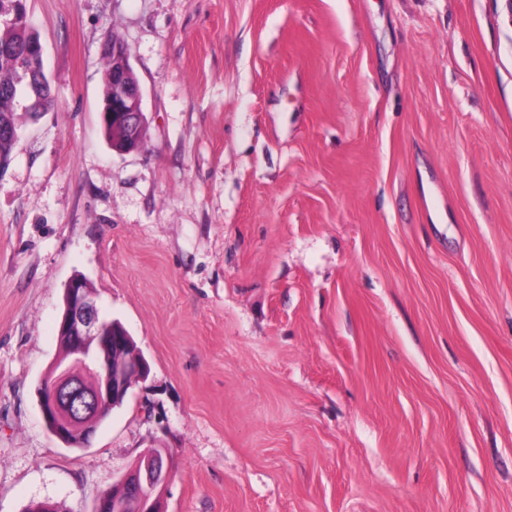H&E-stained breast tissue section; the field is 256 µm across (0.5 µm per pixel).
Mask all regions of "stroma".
I'll return each instance as SVG.
<instances>
[{
    "label": "stroma",
    "instance_id": "obj_1",
    "mask_svg": "<svg viewBox=\"0 0 512 512\" xmlns=\"http://www.w3.org/2000/svg\"><path fill=\"white\" fill-rule=\"evenodd\" d=\"M54 106L0 171V512H512L507 0H26ZM140 150L100 121L106 31ZM150 365L48 431L64 288ZM165 448H151L141 456L142 465L128 471L112 483L113 512H152V497H158L166 488L171 471L165 462ZM115 493L122 494L121 506Z\"/></svg>",
    "mask_w": 512,
    "mask_h": 512
}]
</instances>
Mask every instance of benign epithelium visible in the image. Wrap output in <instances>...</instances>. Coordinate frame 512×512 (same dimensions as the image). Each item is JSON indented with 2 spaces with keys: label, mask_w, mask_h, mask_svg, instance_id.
<instances>
[{
  "label": "benign epithelium",
  "mask_w": 512,
  "mask_h": 512,
  "mask_svg": "<svg viewBox=\"0 0 512 512\" xmlns=\"http://www.w3.org/2000/svg\"><path fill=\"white\" fill-rule=\"evenodd\" d=\"M18 14L11 0L0 4V23L18 24ZM103 50L121 57L122 68L112 75V95L102 111V122L114 121L126 132L124 151L141 146V132L146 117L142 109L139 84L128 80L130 66L126 47ZM59 332L68 335L72 354L65 362H55L50 375L42 381L39 404L51 434L61 443L85 448L96 431L98 415L119 405L132 387L147 380L149 365L133 338L118 322H107L100 311L85 277L73 278L65 287V308ZM88 372L97 385L88 390L78 376ZM163 448H152L141 456L142 465L125 473L112 491L99 495L95 512H152V497L166 488L171 471Z\"/></svg>",
  "instance_id": "1"
}]
</instances>
